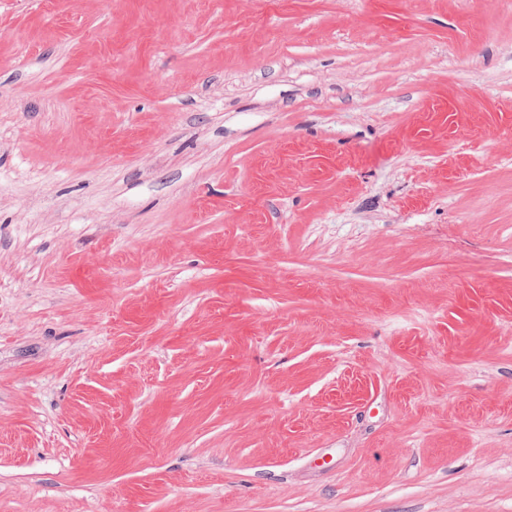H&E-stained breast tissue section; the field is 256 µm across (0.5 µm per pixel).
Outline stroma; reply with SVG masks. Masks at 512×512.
Returning a JSON list of instances; mask_svg holds the SVG:
<instances>
[{
  "mask_svg": "<svg viewBox=\"0 0 512 512\" xmlns=\"http://www.w3.org/2000/svg\"><path fill=\"white\" fill-rule=\"evenodd\" d=\"M0 512H512V0H0Z\"/></svg>",
  "mask_w": 512,
  "mask_h": 512,
  "instance_id": "obj_1",
  "label": "stroma"
}]
</instances>
